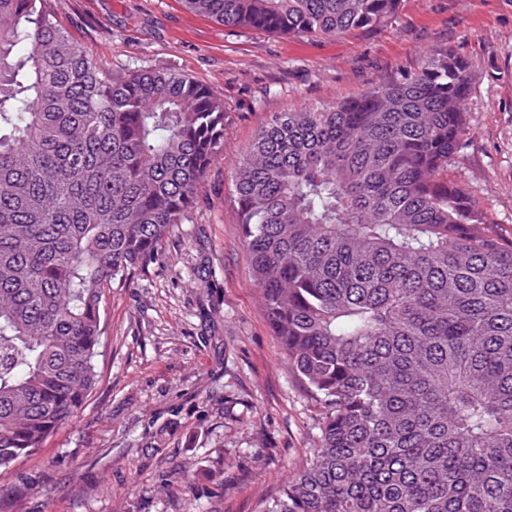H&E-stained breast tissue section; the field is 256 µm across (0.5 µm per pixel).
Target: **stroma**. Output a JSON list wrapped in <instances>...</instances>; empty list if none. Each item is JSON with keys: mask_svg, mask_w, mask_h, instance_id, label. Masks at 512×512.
<instances>
[{"mask_svg": "<svg viewBox=\"0 0 512 512\" xmlns=\"http://www.w3.org/2000/svg\"><path fill=\"white\" fill-rule=\"evenodd\" d=\"M55 6L114 75L189 74L223 97L227 120L196 207L107 299L88 405L0 474V512H259L316 445L322 408L251 278L233 162L273 113L359 95L447 47L473 73L448 175L512 238V0H401L384 26L338 38L228 29L183 0Z\"/></svg>", "mask_w": 512, "mask_h": 512, "instance_id": "obj_1", "label": "stroma"}]
</instances>
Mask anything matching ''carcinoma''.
Masks as SVG:
<instances>
[{"instance_id": "obj_1", "label": "carcinoma", "mask_w": 512, "mask_h": 512, "mask_svg": "<svg viewBox=\"0 0 512 512\" xmlns=\"http://www.w3.org/2000/svg\"><path fill=\"white\" fill-rule=\"evenodd\" d=\"M50 0H0V469L100 383L101 311L191 211L224 100L112 76ZM225 27L339 37L399 0H183ZM469 61L276 112L234 164L251 274L319 444L261 512H512V240L448 178Z\"/></svg>"}]
</instances>
